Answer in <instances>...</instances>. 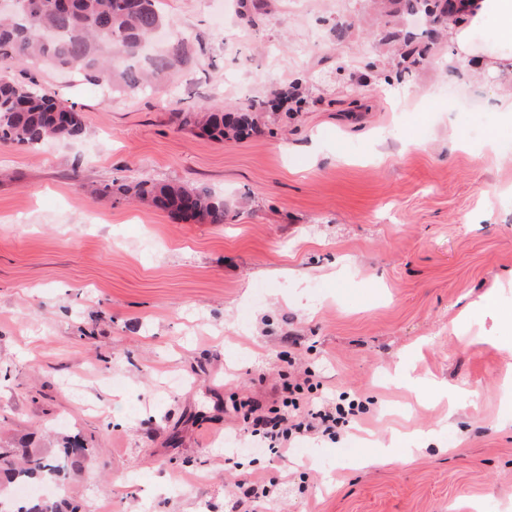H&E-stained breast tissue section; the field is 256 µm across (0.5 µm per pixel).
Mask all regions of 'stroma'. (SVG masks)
Masks as SVG:
<instances>
[{"instance_id": "obj_1", "label": "stroma", "mask_w": 512, "mask_h": 512, "mask_svg": "<svg viewBox=\"0 0 512 512\" xmlns=\"http://www.w3.org/2000/svg\"><path fill=\"white\" fill-rule=\"evenodd\" d=\"M161 0L191 60L125 93L4 67L82 108L80 137L0 144V449L93 451L80 512H471L512 504V120L500 78L449 39L398 74L401 0ZM260 100L217 141L175 109ZM495 144H487L488 130ZM147 179L223 197L222 224L123 194ZM111 181L112 195L93 194ZM496 292L495 317L469 307ZM299 339L288 347L287 337ZM456 387L448 406L396 367ZM311 371L367 401L336 440L251 448L239 406ZM414 449L384 461L394 434Z\"/></svg>"}]
</instances>
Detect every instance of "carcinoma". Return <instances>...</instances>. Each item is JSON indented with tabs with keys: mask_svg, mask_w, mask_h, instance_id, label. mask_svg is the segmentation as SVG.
Segmentation results:
<instances>
[{
	"mask_svg": "<svg viewBox=\"0 0 512 512\" xmlns=\"http://www.w3.org/2000/svg\"><path fill=\"white\" fill-rule=\"evenodd\" d=\"M447 0H405L409 14L439 17ZM165 25L158 0H23L22 19L0 18V64H46L82 76L91 86L119 87L131 92L152 91L173 72L190 62L186 37L176 34L151 52L147 65L130 60L146 53L154 30ZM252 102L235 116L202 113L189 106L175 113L180 124L199 126L216 140L243 139L258 130ZM84 132L75 106L54 95L12 80L0 79V143L34 146L50 140L74 138ZM124 192L150 201L156 208L185 220L202 217L207 224H222L228 212L224 200L206 188L156 185L140 180L122 185ZM86 449L75 445L61 455L28 453L20 462L0 454V469L17 482L59 479L70 470L89 464ZM51 499H32L14 512H60Z\"/></svg>",
	"mask_w": 512,
	"mask_h": 512,
	"instance_id": "carcinoma-1",
	"label": "carcinoma"
}]
</instances>
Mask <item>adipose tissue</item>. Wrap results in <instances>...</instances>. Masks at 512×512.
Wrapping results in <instances>:
<instances>
[{
  "instance_id": "adipose-tissue-1",
  "label": "adipose tissue",
  "mask_w": 512,
  "mask_h": 512,
  "mask_svg": "<svg viewBox=\"0 0 512 512\" xmlns=\"http://www.w3.org/2000/svg\"><path fill=\"white\" fill-rule=\"evenodd\" d=\"M454 9L456 21L449 33L458 62L467 63L469 57L481 54L488 57L492 75L512 80V0H459ZM489 23L495 28V40L484 46L475 34Z\"/></svg>"
}]
</instances>
